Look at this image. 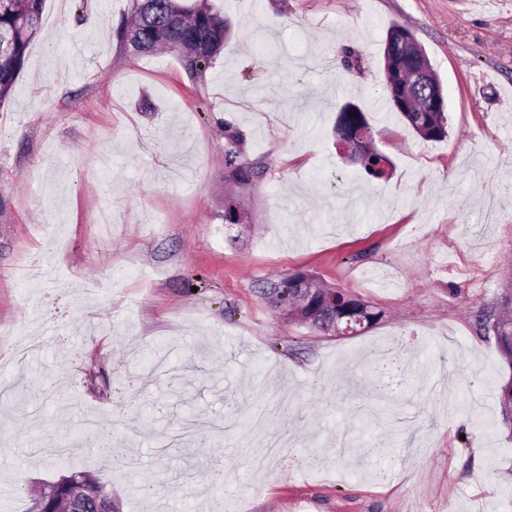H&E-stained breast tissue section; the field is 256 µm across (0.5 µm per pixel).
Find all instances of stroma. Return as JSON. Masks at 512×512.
I'll list each match as a JSON object with an SVG mask.
<instances>
[{
	"mask_svg": "<svg viewBox=\"0 0 512 512\" xmlns=\"http://www.w3.org/2000/svg\"><path fill=\"white\" fill-rule=\"evenodd\" d=\"M210 2L232 29L198 83L118 41L131 0H45L0 107V383L27 390L0 399V512L78 472L113 512H512V370L487 329L512 196L484 217L512 183V0ZM395 24L442 83L444 140L388 104ZM348 101L387 178L337 154ZM228 123L266 165L245 224L221 219ZM296 270L381 319L289 320L265 290ZM11 336L37 339L26 362ZM276 436L288 453L256 468Z\"/></svg>",
	"mask_w": 512,
	"mask_h": 512,
	"instance_id": "1",
	"label": "stroma"
}]
</instances>
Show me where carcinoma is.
I'll use <instances>...</instances> for the list:
<instances>
[{
  "instance_id": "1",
  "label": "carcinoma",
  "mask_w": 512,
  "mask_h": 512,
  "mask_svg": "<svg viewBox=\"0 0 512 512\" xmlns=\"http://www.w3.org/2000/svg\"><path fill=\"white\" fill-rule=\"evenodd\" d=\"M45 0H0V107L8 101L17 77L23 68L28 48L39 34ZM230 26L208 0H195L186 5L181 0H132L131 21L121 23L116 30L118 40L134 53L149 56L165 50L178 56L189 75L203 79L213 59L224 47ZM392 110L405 120L408 127L425 141H441L448 137L447 112L434 109L433 102L423 95L415 97L416 106L408 108L398 102V87L386 81ZM334 135L337 139L362 142L360 151L349 159L366 174L375 178L386 175L389 159L368 145L372 136L364 112L354 103L341 106L336 117ZM265 163L249 160L244 152L243 135L231 124L224 123V172L234 185L235 193L224 200L222 218L226 224H240L244 212L239 197L260 177ZM315 278L304 271L289 273L271 284L269 300L289 311L303 308V315L318 331L343 328L359 318L361 332L381 318V312L339 288H306ZM491 328L500 356L512 370V291L503 293L492 316ZM89 495L81 504L83 512H96L100 498L107 495L105 486L95 477L88 478ZM71 493V486L60 479L42 491L43 512H58L60 503Z\"/></svg>"
}]
</instances>
